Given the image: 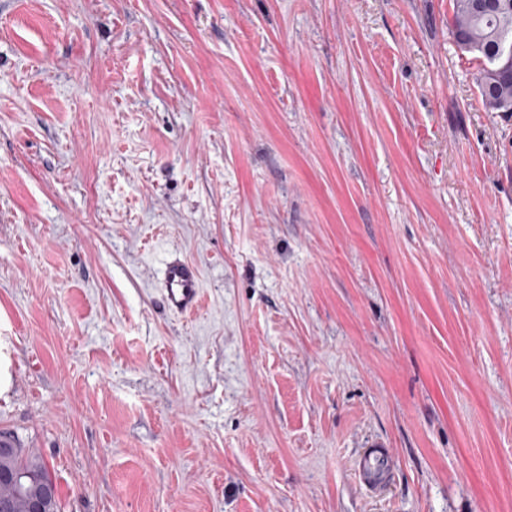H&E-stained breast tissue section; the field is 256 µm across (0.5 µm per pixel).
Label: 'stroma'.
<instances>
[{
  "mask_svg": "<svg viewBox=\"0 0 512 512\" xmlns=\"http://www.w3.org/2000/svg\"><path fill=\"white\" fill-rule=\"evenodd\" d=\"M451 18L0 0V431L60 512H512V115ZM161 297L167 310L190 316L199 308L202 278L199 267L188 260L171 255L161 271ZM392 453L382 444L365 448L360 454L356 470L361 483L371 491H379L390 479Z\"/></svg>",
  "mask_w": 512,
  "mask_h": 512,
  "instance_id": "stroma-1",
  "label": "stroma"
}]
</instances>
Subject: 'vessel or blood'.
Wrapping results in <instances>:
<instances>
[{
  "instance_id": "obj_1",
  "label": "vessel or blood",
  "mask_w": 512,
  "mask_h": 512,
  "mask_svg": "<svg viewBox=\"0 0 512 512\" xmlns=\"http://www.w3.org/2000/svg\"><path fill=\"white\" fill-rule=\"evenodd\" d=\"M161 297L170 313L193 315L202 297V278L199 267L178 256H170L161 271ZM392 453L382 444L365 449L356 464L361 483L372 491L383 488L390 479Z\"/></svg>"
}]
</instances>
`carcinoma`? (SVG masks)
Wrapping results in <instances>:
<instances>
[{"instance_id": "1", "label": "carcinoma", "mask_w": 512, "mask_h": 512, "mask_svg": "<svg viewBox=\"0 0 512 512\" xmlns=\"http://www.w3.org/2000/svg\"><path fill=\"white\" fill-rule=\"evenodd\" d=\"M451 34L457 48L479 61L478 85L482 104L489 112H512V0H452ZM27 475L23 488H0V503L10 502L8 512H29L35 500L44 512H59L57 489L43 459L28 455L18 445L0 454V475Z\"/></svg>"}]
</instances>
